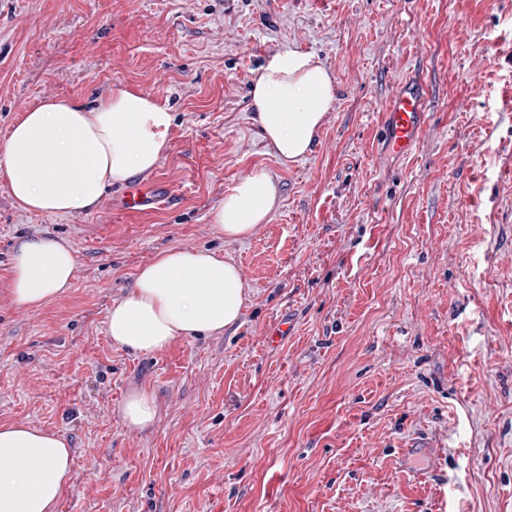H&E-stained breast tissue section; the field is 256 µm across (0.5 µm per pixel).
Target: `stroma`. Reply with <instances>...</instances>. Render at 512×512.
Listing matches in <instances>:
<instances>
[{
  "instance_id": "stroma-1",
  "label": "stroma",
  "mask_w": 512,
  "mask_h": 512,
  "mask_svg": "<svg viewBox=\"0 0 512 512\" xmlns=\"http://www.w3.org/2000/svg\"><path fill=\"white\" fill-rule=\"evenodd\" d=\"M288 48L335 92L286 163L251 83ZM412 76L426 120L402 157L380 120ZM116 86L172 112L147 176L170 205L128 217L120 184L93 211L31 214L0 183V422L69 441L58 512H512V0H0V135ZM259 170L278 205L226 241L209 212ZM35 234L76 265L30 309L9 278ZM177 247L234 259L239 321L153 354L113 346L112 305ZM136 388L157 405L144 429L121 414Z\"/></svg>"
}]
</instances>
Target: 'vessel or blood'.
<instances>
[{"label": "vessel or blood", "mask_w": 512, "mask_h": 512, "mask_svg": "<svg viewBox=\"0 0 512 512\" xmlns=\"http://www.w3.org/2000/svg\"><path fill=\"white\" fill-rule=\"evenodd\" d=\"M426 88L416 78L401 82L389 98L381 115L385 139L396 152L406 155L415 148L425 122ZM160 200L157 184H138L130 187L123 197L124 208L132 214L141 213Z\"/></svg>", "instance_id": "vessel-or-blood-1"}]
</instances>
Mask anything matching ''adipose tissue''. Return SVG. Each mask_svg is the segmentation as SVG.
<instances>
[{
	"mask_svg": "<svg viewBox=\"0 0 512 512\" xmlns=\"http://www.w3.org/2000/svg\"><path fill=\"white\" fill-rule=\"evenodd\" d=\"M334 98V83L312 53L286 49L257 70L252 101L264 139L283 162L309 153ZM172 116L157 99L113 88L86 107L62 97L25 111L0 140V181L21 210L71 214L97 207L106 190L152 171L169 150ZM278 188L265 171L239 181L209 218L229 241L246 239L276 208ZM75 256L65 242L33 235L13 253L10 292L39 308L72 286ZM244 284L233 260L210 249L172 248L143 266L113 304L107 332L114 346L152 354L176 339L223 332L239 319ZM0 512H57L71 480L67 440L29 425L0 424Z\"/></svg>",
	"mask_w": 512,
	"mask_h": 512,
	"instance_id": "ef3b65f1",
	"label": "adipose tissue"
}]
</instances>
